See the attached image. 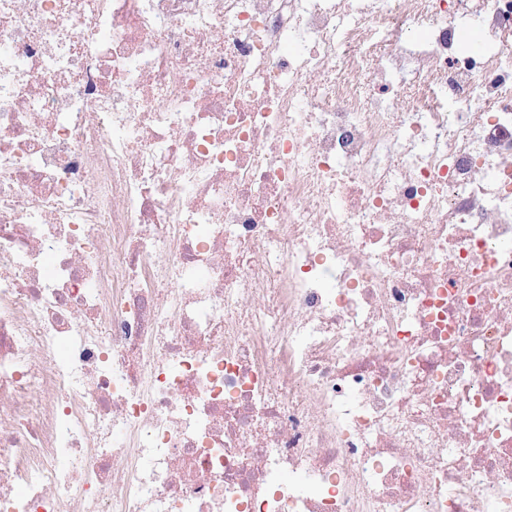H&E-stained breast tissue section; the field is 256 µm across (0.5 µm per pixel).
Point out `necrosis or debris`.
Returning <instances> with one entry per match:
<instances>
[{
  "instance_id": "obj_1",
  "label": "necrosis or debris",
  "mask_w": 512,
  "mask_h": 512,
  "mask_svg": "<svg viewBox=\"0 0 512 512\" xmlns=\"http://www.w3.org/2000/svg\"><path fill=\"white\" fill-rule=\"evenodd\" d=\"M0 512H512V0H0Z\"/></svg>"
}]
</instances>
